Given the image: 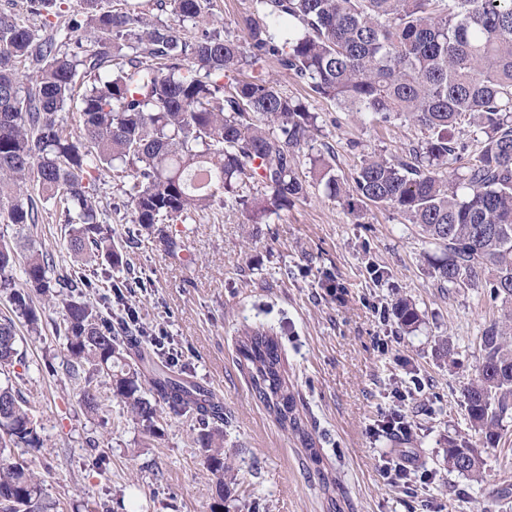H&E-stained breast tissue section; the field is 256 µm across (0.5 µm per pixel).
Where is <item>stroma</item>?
<instances>
[{"label": "stroma", "instance_id": "35a3bbf8", "mask_svg": "<svg viewBox=\"0 0 512 512\" xmlns=\"http://www.w3.org/2000/svg\"><path fill=\"white\" fill-rule=\"evenodd\" d=\"M288 95L318 115L314 147L336 176L351 177L364 155L399 156L417 137L409 123L372 125L316 96L294 78ZM98 198L127 260L113 280L139 278L127 305L153 335L178 352L187 369L224 405V461L237 480L217 492L188 416L162 410L156 435L123 403L104 399L98 414L79 405V386L63 369L64 338L54 308L42 314L41 338L24 343L18 381L44 448L15 449L62 512L84 501L112 512H512V422L499 445L482 452L484 478L449 470L448 438L467 433L461 389L477 373L479 336L494 307L484 288L453 292L430 275L415 225L385 207L355 219L315 180L293 207L252 224L241 207L217 205L193 215L171 246L144 236L128 242L131 207L118 179L102 173ZM38 241L64 271L88 270L67 246L54 201L39 204ZM413 301L415 331L400 329L394 307ZM277 339L285 376L315 443L307 450L253 392L238 344L245 330ZM455 364L438 354L441 339ZM411 423L406 438L384 433L394 416ZM407 458L417 495L383 476Z\"/></svg>", "mask_w": 512, "mask_h": 512}]
</instances>
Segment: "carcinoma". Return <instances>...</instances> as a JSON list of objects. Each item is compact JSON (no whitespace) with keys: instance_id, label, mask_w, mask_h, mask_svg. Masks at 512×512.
<instances>
[{"instance_id":"obj_1","label":"carcinoma","mask_w":512,"mask_h":512,"mask_svg":"<svg viewBox=\"0 0 512 512\" xmlns=\"http://www.w3.org/2000/svg\"><path fill=\"white\" fill-rule=\"evenodd\" d=\"M118 2L110 10L102 0H79L65 25L48 32L0 9V224L17 227L27 242L20 279L16 249L0 243V292L14 313L0 318V512H57L12 454L45 446L11 382L25 358L16 320L34 334L42 325L34 294L59 310L66 372L84 380L86 412L100 410L103 384L150 435L165 407L195 415L196 440L219 485L211 512H224L223 404L186 372L128 362L133 346L88 297L93 280L63 271L36 244L39 209L28 185L61 204L69 249L103 256L109 280L125 260L95 189L105 170L127 174L119 190L132 207V238L155 235L167 246L168 228L229 202L263 223L307 193L298 162L318 130L316 116L267 71L269 62L343 112L377 124L403 119L419 130L406 157L368 156L350 182L323 158L311 161L310 173L355 218L370 203L416 225L440 248L428 257L439 287H484L500 305L462 391L470 429L483 447H497L512 420V0H249L242 41L214 26L213 0H154L171 22L148 15L143 0ZM61 5L30 0L39 15L57 16ZM188 25L189 38L181 33ZM88 31L92 49H65ZM256 185L264 192L247 194ZM395 316L407 332L420 322L408 301ZM239 355L276 421L312 447L278 342L248 333ZM471 447L450 438L445 460L478 478L481 455L461 463Z\"/></svg>"}]
</instances>
